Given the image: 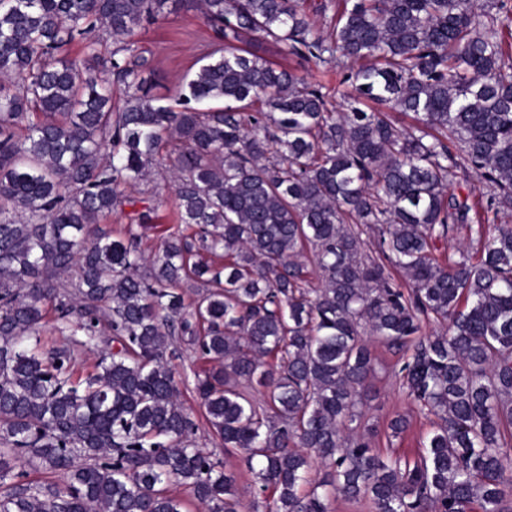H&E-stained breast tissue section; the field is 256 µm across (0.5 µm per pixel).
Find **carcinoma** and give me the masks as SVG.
Here are the masks:
<instances>
[{
  "instance_id": "carcinoma-1",
  "label": "carcinoma",
  "mask_w": 512,
  "mask_h": 512,
  "mask_svg": "<svg viewBox=\"0 0 512 512\" xmlns=\"http://www.w3.org/2000/svg\"><path fill=\"white\" fill-rule=\"evenodd\" d=\"M167 3L0 0V512H188L172 485L205 512H239L234 474L190 440L165 360L176 338L204 362L194 389L224 452L265 493L251 512H330L323 487L370 512H506L512 225L489 236L486 223L512 209V0H202L217 41L178 110L150 94L135 41ZM311 12L332 13L327 32ZM100 25L105 54L86 39ZM252 41L301 65L363 62L345 75L347 111ZM167 144L173 223L146 269L155 208L132 189ZM469 170L491 186L479 211L452 192ZM125 206V236L89 237ZM459 229L480 256L445 264L439 245ZM48 303L87 343L108 323L119 348L95 374L76 379L71 349L38 347ZM432 322L449 327L428 336ZM364 332L403 352L407 398L440 421L414 458L382 454L362 425ZM23 461L69 482L24 483Z\"/></svg>"
}]
</instances>
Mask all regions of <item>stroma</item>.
I'll list each match as a JSON object with an SVG mask.
<instances>
[{
    "label": "stroma",
    "mask_w": 512,
    "mask_h": 512,
    "mask_svg": "<svg viewBox=\"0 0 512 512\" xmlns=\"http://www.w3.org/2000/svg\"><path fill=\"white\" fill-rule=\"evenodd\" d=\"M140 52L146 56L153 71L155 96L174 103L177 91L185 79L191 78L214 41L212 31L206 26L199 0H183L176 12L153 22L143 23L136 35ZM137 196L152 199L156 207V218L151 228L144 230L140 248L145 258H152L163 230L172 222L174 192L165 174L153 173L149 181L141 183L135 190ZM44 348L72 347L74 370L78 377L94 373L102 350L111 349L112 333L102 328L94 345L75 344L73 336L57 318L54 307H47L41 333ZM377 356L376 374L369 385V398L364 408L366 422L375 432L377 448L391 450L410 457L422 449V441L433 428L432 419L419 414L405 395L396 376L401 356L383 345H375ZM171 364L181 377L179 385L181 401L195 422L191 436L196 447L216 455L224 456L225 468L236 477V491L243 507H250L253 499V477L245 461L238 455H225L220 440L213 434L203 407L194 393V372L201 362L188 344L178 341L172 347ZM398 414L409 417V429L399 437H391L388 422Z\"/></svg>",
    "instance_id": "1"
}]
</instances>
